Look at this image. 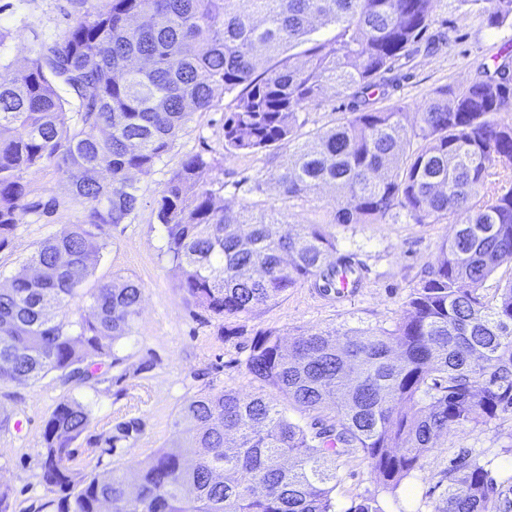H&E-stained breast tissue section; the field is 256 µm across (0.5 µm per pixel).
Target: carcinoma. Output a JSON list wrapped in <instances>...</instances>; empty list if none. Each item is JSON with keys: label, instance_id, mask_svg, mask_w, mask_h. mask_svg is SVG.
I'll return each mask as SVG.
<instances>
[{"label": "carcinoma", "instance_id": "carcinoma-1", "mask_svg": "<svg viewBox=\"0 0 512 512\" xmlns=\"http://www.w3.org/2000/svg\"><path fill=\"white\" fill-rule=\"evenodd\" d=\"M84 11L52 46L22 63L1 50L0 250L24 217L25 175L50 163L68 183L55 202L81 214L43 239L29 271L0 282V384L102 381L131 335L143 289L116 278L85 283L112 226L141 205L134 172L150 170L189 115L232 96L224 151L258 154L300 138L298 112L331 90L356 111L321 128L270 173L278 200L334 189L320 222L279 233L282 209L248 200L265 180L236 183L247 199L217 202L224 183L201 154L165 184L156 217L180 286L195 307L239 318L308 282L337 294L340 267L326 224L453 221L391 329L296 336L256 334L247 372L282 402L219 390L190 399L170 443L125 472L86 471L78 447H95L91 410L60 400L44 421L42 479L54 512H335L336 461L353 448L393 492L422 470L436 438L512 413V280L494 301L478 293L512 267V67L435 93L407 121L402 102L370 105L388 74L431 26L437 0H79ZM488 27L512 25V0H472ZM332 35L316 40L317 27ZM311 414L300 422L288 407ZM109 448L141 432L131 418ZM437 512H512L478 456L445 474Z\"/></svg>", "mask_w": 512, "mask_h": 512}]
</instances>
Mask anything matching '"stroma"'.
<instances>
[{
    "mask_svg": "<svg viewBox=\"0 0 512 512\" xmlns=\"http://www.w3.org/2000/svg\"><path fill=\"white\" fill-rule=\"evenodd\" d=\"M78 8L77 0H0V27L14 34L8 54L20 59L31 49L51 46ZM496 61H512V27L479 25L466 0H439L434 21L416 52L397 63L387 100L417 111L436 91L470 82L480 63ZM231 101V96L216 93L212 107L190 115L171 150L150 171L134 173L143 204L127 223L113 227L88 280L93 286L121 276L143 288L133 333L116 348L122 365L92 387L65 384L52 375L36 383L0 386V413L13 419L0 428V484L13 490L16 512H32L49 499L41 478V426L62 398L88 405L91 433L101 439L118 422L142 420V432L116 452L97 448L81 455L83 464L97 472L130 470L170 440L174 418L192 397L223 388L269 395V388L244 366L257 332L273 331L288 341L320 329L392 327L439 245L451 236L449 223L415 224L403 217L382 224H332L328 230L340 252L356 254L364 265L362 285L353 296L329 300L305 283L241 319L218 318L195 308L180 288V273L167 254L165 232L155 217L165 183L190 156L200 153L212 164V178L224 181V196L229 199L234 183L265 175L292 150L286 144L271 155L225 153L221 126ZM350 110L349 99L329 95L300 112L299 120L309 132L333 126ZM335 206L336 197L329 189L288 202L283 228L289 231L314 222ZM77 219L76 212L61 209L50 221L21 224L9 247L0 251V277L21 273L41 240ZM144 362L149 365L145 371L140 368ZM438 443L424 469L392 493L370 473L361 451H351L340 467L342 479L333 494L336 512H350L367 499L377 500L383 512H435L443 473L463 452L490 460L495 481L512 476L511 414L484 426L456 427L440 436Z\"/></svg>",
    "mask_w": 512,
    "mask_h": 512,
    "instance_id": "obj_1",
    "label": "stroma"
}]
</instances>
